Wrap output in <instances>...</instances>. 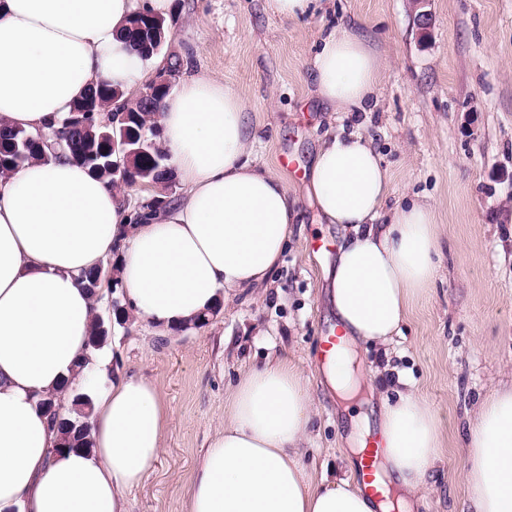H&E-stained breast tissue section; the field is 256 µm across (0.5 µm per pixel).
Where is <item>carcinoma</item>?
I'll use <instances>...</instances> for the list:
<instances>
[{"mask_svg":"<svg viewBox=\"0 0 512 512\" xmlns=\"http://www.w3.org/2000/svg\"><path fill=\"white\" fill-rule=\"evenodd\" d=\"M138 22L159 23L167 29L165 19L149 14H138L130 22L125 35L126 47L145 56L153 53L142 48L140 32L135 27ZM166 92L159 91L151 97L127 101L124 93L106 82L90 86L74 104L77 110L87 106L96 116L86 124L70 122L71 114L57 120V128L44 136L30 134L22 128L0 124V176H5L26 163L38 161L48 163L60 152L69 153L71 159L86 167L93 175L114 188L132 186L138 178L146 186H161L170 190L175 185L174 170L168 163V154L160 146V129L154 119L161 100ZM126 143V153L121 155L122 171L112 174V140ZM166 197L152 195L142 199L135 212L157 211L166 207ZM110 268L96 267L81 275L84 288L93 297L98 296L103 287L114 293L122 287L117 263L109 262ZM108 335L102 317L94 318L89 338V348H100L104 336ZM91 402L82 395L72 399L71 412L64 416L67 421H82L91 414ZM68 449L87 450L92 447V425L84 428H70Z\"/></svg>","mask_w":512,"mask_h":512,"instance_id":"cac0c4a2","label":"carcinoma"}]
</instances>
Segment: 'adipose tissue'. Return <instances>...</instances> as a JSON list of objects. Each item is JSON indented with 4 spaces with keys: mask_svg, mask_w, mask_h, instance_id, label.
Returning <instances> with one entry per match:
<instances>
[{
    "mask_svg": "<svg viewBox=\"0 0 512 512\" xmlns=\"http://www.w3.org/2000/svg\"><path fill=\"white\" fill-rule=\"evenodd\" d=\"M170 0H0V123L47 130L91 84L142 90L162 58L129 52L119 35L134 14L166 15ZM385 69L357 32L329 34L314 56L317 97L348 112L375 98ZM246 101L206 72L181 77L160 104L162 145L187 188L134 223L122 193L70 157L30 162L0 177V512H127L125 493L150 474L172 414L159 388L88 354L94 300L79 276L118 261L125 302L160 333L223 310L263 287L300 214L282 180L253 166ZM308 197L346 235L327 268L326 301L344 348L323 363L344 401L363 379L358 343L390 345L412 300L436 273L432 205H384L389 174L362 136H334L311 163ZM94 383L93 446L56 454L38 401L63 380ZM315 400L302 368L270 354L242 371L224 419L192 475L184 512H412L442 443L438 414L415 392L381 396L379 463L393 500L379 502L332 477L315 483L302 459ZM462 477L469 512H512V382L478 405Z\"/></svg>",
    "mask_w": 512,
    "mask_h": 512,
    "instance_id": "ef3b65f1",
    "label": "adipose tissue"
}]
</instances>
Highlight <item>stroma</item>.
Returning <instances> with one entry per match:
<instances>
[{
	"label": "stroma",
	"mask_w": 512,
	"mask_h": 512,
	"mask_svg": "<svg viewBox=\"0 0 512 512\" xmlns=\"http://www.w3.org/2000/svg\"><path fill=\"white\" fill-rule=\"evenodd\" d=\"M267 0H173L163 55L182 72H208L247 102L250 161L300 199L301 222L268 290L244 293L201 327L160 334L130 317L103 346L121 371L155 383L171 412L164 450L127 494L129 512H183L189 479L224 415L241 368L287 353L316 399L303 459L313 477L343 473L353 411L322 387L318 354L335 335L325 271L343 231L319 223L303 173L327 137L370 138L391 175L390 202L436 208L441 252L415 298L393 355L359 345L369 369L395 376L442 420V448L418 512H467L465 438L480 401L512 379V0H432L421 41L407 0H314L287 19ZM359 29L386 61L375 103L332 112L317 98L312 60L332 28Z\"/></svg>",
	"instance_id": "35a3bbf8"
}]
</instances>
